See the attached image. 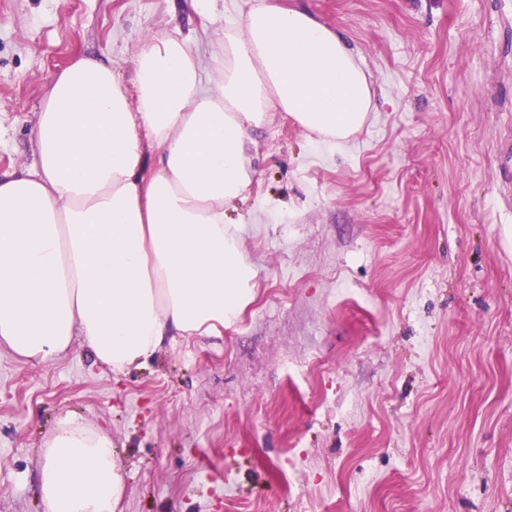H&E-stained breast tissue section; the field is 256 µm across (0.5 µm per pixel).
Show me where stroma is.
Here are the masks:
<instances>
[{
  "label": "stroma",
  "instance_id": "1",
  "mask_svg": "<svg viewBox=\"0 0 512 512\" xmlns=\"http://www.w3.org/2000/svg\"><path fill=\"white\" fill-rule=\"evenodd\" d=\"M341 31L375 89L348 143L286 113L225 206L258 268L217 336L123 373L83 340L0 350V512H46L70 414L121 455L123 512H512V0H274ZM253 0H0V170L32 165L45 86L85 55L134 78L148 37L203 62Z\"/></svg>",
  "mask_w": 512,
  "mask_h": 512
}]
</instances>
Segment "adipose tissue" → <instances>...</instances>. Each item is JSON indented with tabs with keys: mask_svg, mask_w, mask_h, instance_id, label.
<instances>
[{
	"mask_svg": "<svg viewBox=\"0 0 512 512\" xmlns=\"http://www.w3.org/2000/svg\"><path fill=\"white\" fill-rule=\"evenodd\" d=\"M203 69L170 35L146 41L133 84L90 58L49 84L35 164L0 171V349L45 365L80 338L121 372L173 337L220 333L254 301L258 270L224 221L256 175L251 131L277 111L341 145L374 92L340 33L271 0L225 25ZM41 457L46 512H117L126 484L105 430L64 418Z\"/></svg>",
	"mask_w": 512,
	"mask_h": 512,
	"instance_id": "ef3b65f1",
	"label": "adipose tissue"
}]
</instances>
